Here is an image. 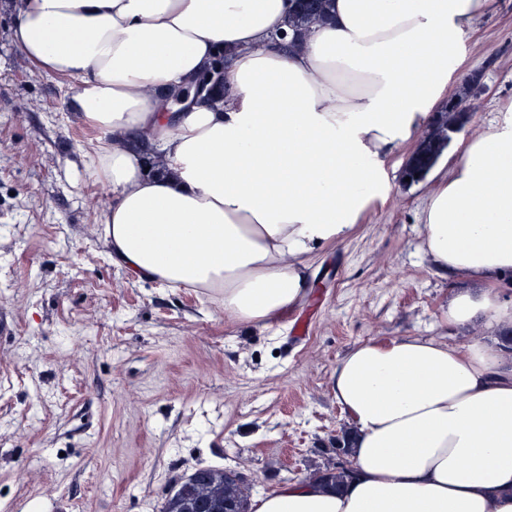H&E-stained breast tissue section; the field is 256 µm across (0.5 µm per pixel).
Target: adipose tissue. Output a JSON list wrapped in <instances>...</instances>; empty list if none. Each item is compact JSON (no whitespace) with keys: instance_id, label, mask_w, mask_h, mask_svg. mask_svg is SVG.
Returning <instances> with one entry per match:
<instances>
[{"instance_id":"obj_1","label":"adipose tissue","mask_w":512,"mask_h":512,"mask_svg":"<svg viewBox=\"0 0 512 512\" xmlns=\"http://www.w3.org/2000/svg\"><path fill=\"white\" fill-rule=\"evenodd\" d=\"M491 0H332L296 35L295 0H11L29 61L79 78L101 136L86 166L113 193V262L198 288L240 323L303 302L313 257L393 190L389 160L445 104L458 47ZM223 94L186 96L218 53ZM422 209L430 267L466 281L445 324L512 327V107L465 138ZM331 392L352 481H309L255 512H512V352L446 338L356 344Z\"/></svg>"}]
</instances>
